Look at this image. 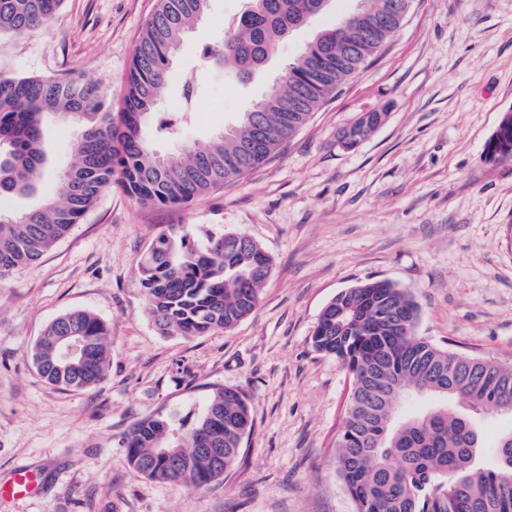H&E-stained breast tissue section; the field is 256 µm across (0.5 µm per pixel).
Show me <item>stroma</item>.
<instances>
[{
  "mask_svg": "<svg viewBox=\"0 0 512 512\" xmlns=\"http://www.w3.org/2000/svg\"><path fill=\"white\" fill-rule=\"evenodd\" d=\"M244 0H211L172 58L171 80L143 129L159 152L203 145L236 124L314 34L353 10H330L279 43L243 84L202 58ZM157 0H64L52 23L0 39V70L67 74L109 85L120 105L130 62ZM201 95L174 114L182 79ZM512 110V0H412L370 63L280 153L239 181L188 205L151 207L120 188L96 204L38 261L0 284V480L41 472L35 496L0 512H356L336 468V436L352 379L317 352L325 305L368 279L408 289L418 332L479 358L512 361V159L486 145ZM380 125L347 148L339 137L363 114ZM181 132L164 138L159 120ZM74 133L50 124L47 173L31 195L0 197L21 214L52 196L73 162ZM186 226L244 233L274 258L255 311L229 331L164 335L151 320L139 262L155 236ZM110 332L106 379L88 391L48 384L32 361L47 326L70 311ZM246 392L255 421L248 457L207 485L161 484L129 466L120 440L157 414L192 425L213 386Z\"/></svg>",
  "mask_w": 512,
  "mask_h": 512,
  "instance_id": "stroma-1",
  "label": "stroma"
}]
</instances>
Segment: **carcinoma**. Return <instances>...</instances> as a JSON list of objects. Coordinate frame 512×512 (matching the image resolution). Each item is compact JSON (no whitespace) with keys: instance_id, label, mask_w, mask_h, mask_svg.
Segmentation results:
<instances>
[{"instance_id":"cac0c4a2","label":"carcinoma","mask_w":512,"mask_h":512,"mask_svg":"<svg viewBox=\"0 0 512 512\" xmlns=\"http://www.w3.org/2000/svg\"><path fill=\"white\" fill-rule=\"evenodd\" d=\"M210 0H159L136 45L119 107L104 84L66 75L18 77L0 72V194L29 195L45 172L44 120L52 114L77 130L75 160L57 177V191L20 215L0 214V282L38 260L67 235L112 183L142 205L189 204L270 160L381 48L399 25L405 0H357L356 9L318 32L279 80L240 113L237 126L209 143L161 154L143 126L168 80L169 59ZM331 0H248L218 45L201 55L242 81L265 66L277 44L323 14ZM62 0H0V39L46 28ZM369 112L344 130L347 147L381 121ZM494 150L512 151V112L497 128ZM273 257L251 237L209 231L204 241L163 230L140 265L147 310L166 334L204 336L231 330L258 306ZM419 307L389 280L347 288L322 310L314 349L342 362L353 380L336 440L340 477L356 512H512V431L496 446V467L475 464L478 419L512 413V364L478 360L458 372L466 353L418 334ZM86 337V360L60 368L51 361L57 337ZM33 362L51 385L91 390L106 377L110 336L95 314L60 315L36 345ZM460 373L457 390L448 375ZM429 398L401 417L398 404ZM466 405L467 412L457 409ZM253 430L245 392L217 386L194 425L147 417L123 438L130 467L159 483L204 485L226 477ZM224 449L216 468L202 451L207 438Z\"/></svg>"}]
</instances>
